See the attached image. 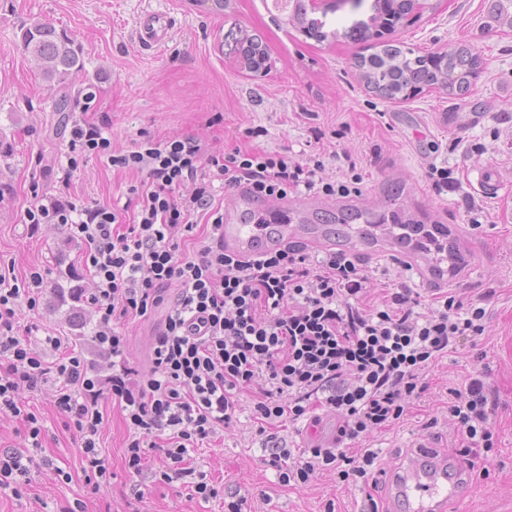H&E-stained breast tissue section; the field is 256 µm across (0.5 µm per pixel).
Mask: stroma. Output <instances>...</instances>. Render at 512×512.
Returning a JSON list of instances; mask_svg holds the SVG:
<instances>
[{
  "label": "stroma",
  "mask_w": 512,
  "mask_h": 512,
  "mask_svg": "<svg viewBox=\"0 0 512 512\" xmlns=\"http://www.w3.org/2000/svg\"><path fill=\"white\" fill-rule=\"evenodd\" d=\"M374 0L359 9L321 14L329 38H306L282 16L267 13L262 0H226L222 14L208 13L197 0H0V274L24 280L39 269L44 287L36 303L23 307L22 321L38 336L60 337L81 346L90 358L104 353L92 341L94 320L68 296L73 273L86 250L65 224L31 227L25 209L41 198L67 194L77 203L101 201L136 209L130 188L140 173L118 174L106 158L71 154L74 123L107 117L113 152L149 139L162 143L192 135L205 152L237 147L287 150L295 160L322 161L324 181H353L348 203L387 208L384 190L400 185L405 215L422 201L433 217L451 224L455 237L477 242L472 266L462 279H449L448 292L465 299L485 297L483 335L449 353L434 368L431 389L393 429L372 434L368 444L381 468L432 446L455 459L448 429L447 387L476 368L485 369L498 397L494 433L496 458L475 469L461 503L449 512H512V28L497 23L489 0H424L420 17L391 33L414 49L469 45L480 68L465 99L446 90H427L404 102L369 92L355 66L370 54L368 42L352 40L351 26H370ZM147 10L166 13L173 25L168 43L145 49L136 26ZM36 21L53 24L76 44L83 61L63 82L44 81L25 53L22 34ZM259 34L271 56L267 74L245 71L229 31ZM67 110H60L63 96ZM76 166H69V159ZM489 165L503 176L494 197L479 194L477 168ZM445 167L446 188L435 190L426 172ZM371 277L372 301H381L388 280L416 284L393 257L354 245ZM55 384H47L30 405L43 425L44 455L54 465L35 473L23 498L0 496V512H56L82 499L86 512H225L232 492L248 500L249 512H389L385 490L341 481L324 471L304 487L280 483L264 461L260 438L249 418L225 429L223 437L197 449L196 470L218 486L217 497L192 496L188 480L152 483L144 498L131 492L124 469L128 429L118 407L103 402L102 454L111 476L90 493L82 473L79 437L53 407ZM435 428H428V421ZM439 433L432 442L431 433ZM70 472L63 481L58 469Z\"/></svg>",
  "instance_id": "obj_1"
}]
</instances>
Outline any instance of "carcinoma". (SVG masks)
<instances>
[{"label": "carcinoma", "mask_w": 512, "mask_h": 512, "mask_svg": "<svg viewBox=\"0 0 512 512\" xmlns=\"http://www.w3.org/2000/svg\"><path fill=\"white\" fill-rule=\"evenodd\" d=\"M289 2L292 7L287 21L305 36L325 40L327 34L323 31V23L308 16L306 0ZM416 10L414 0H376L372 22L379 29L394 30L412 23ZM229 37L244 68L256 73L269 69V52L260 36L231 32ZM22 44L24 51L38 62L47 80H61L70 71L83 67L74 41L48 23L34 22L27 27L22 35ZM358 68L366 86L387 100H407L426 88L446 89L448 94L464 99L477 74L479 57L466 45L420 53L382 42L379 50L358 60ZM317 223L369 224L371 219L357 210L342 209L319 215Z\"/></svg>", "instance_id": "cac0c4a2"}]
</instances>
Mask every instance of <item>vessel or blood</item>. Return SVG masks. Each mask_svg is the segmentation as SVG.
<instances>
[{"label":"vessel or blood","mask_w":512,"mask_h":512,"mask_svg":"<svg viewBox=\"0 0 512 512\" xmlns=\"http://www.w3.org/2000/svg\"><path fill=\"white\" fill-rule=\"evenodd\" d=\"M171 30L167 15L148 11L139 20L136 37L144 46L155 48L168 40ZM301 217V207L284 205L276 210L267 201L238 190L224 207V249L248 259L295 240L316 250L335 246V225L305 224ZM451 240L448 225L436 221L394 224L385 248L408 262L424 287L440 288L445 281L434 260L433 244ZM391 485L396 512H447L449 497L459 493L456 483L448 479L447 462L424 449L393 470Z\"/></svg>","instance_id":"b4317fda"}]
</instances>
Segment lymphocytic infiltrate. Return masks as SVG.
<instances>
[{
  "instance_id": "1",
  "label": "lymphocytic infiltrate",
  "mask_w": 512,
  "mask_h": 512,
  "mask_svg": "<svg viewBox=\"0 0 512 512\" xmlns=\"http://www.w3.org/2000/svg\"><path fill=\"white\" fill-rule=\"evenodd\" d=\"M71 147L146 179L127 226L109 203L51 196L25 212L26 223L70 224L87 242L83 264L92 284L69 296L93 309V340L108 363L98 367L78 351L46 360L19 333V301L43 288L42 274L31 272L24 286L0 275V419L24 428L22 445L0 447V492L21 497L33 473L50 464L40 454L43 427L29 400L51 381L54 407L79 435L85 485L95 493L107 473L100 445L106 400L119 405L130 429L125 467L134 476L147 471V451L159 446V478L172 482L191 449L246 411L283 484L302 486L328 469L367 484L380 474L378 452L365 446L370 435L399 423L428 391L435 363L485 331L481 300L465 302L441 288L425 298L396 282L383 303L368 304L369 272L359 255L342 249L295 241L252 261L225 253L224 216L211 210L216 186H242L260 199L299 190L349 194L348 183L322 180L320 162L295 161L284 150L208 155L193 137L148 140L116 154L104 123L86 120L73 126ZM187 184L193 192L185 198ZM199 211L210 212L211 224L197 253L186 256L177 235L192 230ZM173 284L178 292L170 298ZM159 310L164 318L143 374L129 363L122 324ZM246 389L252 396L245 404ZM496 405L478 370L448 390V417L467 467L489 461ZM316 409L336 418L334 447L292 454L277 424L310 421Z\"/></svg>"
}]
</instances>
